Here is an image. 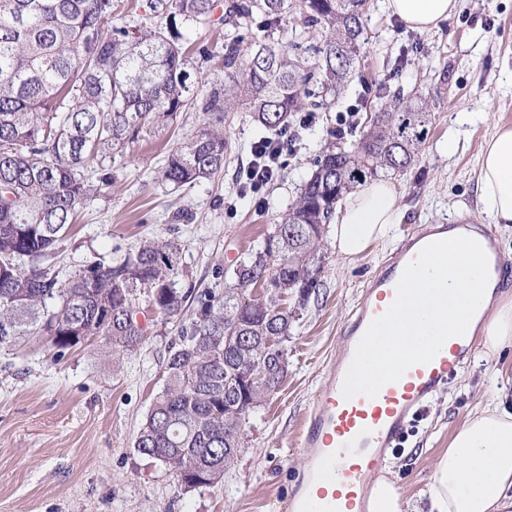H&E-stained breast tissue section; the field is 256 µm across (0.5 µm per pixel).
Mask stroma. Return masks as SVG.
I'll use <instances>...</instances> for the list:
<instances>
[{"instance_id": "35a3bbf8", "label": "stroma", "mask_w": 512, "mask_h": 512, "mask_svg": "<svg viewBox=\"0 0 512 512\" xmlns=\"http://www.w3.org/2000/svg\"><path fill=\"white\" fill-rule=\"evenodd\" d=\"M361 59L343 96L313 111L303 139L282 158L278 176L259 194L238 195L250 146L260 135L244 113L224 123L229 143L223 172L173 188L159 172L168 151L193 134L211 93L224 89V25L219 16L184 27L187 84L194 102L177 125L112 153L106 193L79 209L56 262L71 273L98 257L117 258L147 237L181 246L178 287L223 288L216 263L232 264L259 245L278 223L313 170L338 119L358 108V120L377 112L375 87L387 83L431 103L428 134L410 168L388 173L402 211L389 239L347 261L324 244L319 286L306 302L289 295L295 323L287 342L288 376L277 394L243 426L244 447L223 482L181 493L159 460L135 447L152 399L164 384L167 345L175 329L141 315L146 341L134 354L113 357L91 339L54 358L28 337L0 346V512H289L288 500L304 460L297 437L342 353L351 311L407 233L422 224L486 223L475 192L478 157L497 124L512 125V0H458L440 27L406 28L371 0ZM455 140L449 155L442 147ZM512 410V345L494 356L477 347L391 452L387 478L403 492L404 512H427L436 456L465 415L492 390Z\"/></svg>"}]
</instances>
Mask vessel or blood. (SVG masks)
Listing matches in <instances>:
<instances>
[{
	"label": "vessel or blood",
	"mask_w": 512,
	"mask_h": 512,
	"mask_svg": "<svg viewBox=\"0 0 512 512\" xmlns=\"http://www.w3.org/2000/svg\"><path fill=\"white\" fill-rule=\"evenodd\" d=\"M451 230L448 224H430L410 233L353 310L342 354L301 429L304 466L290 512H370L366 489L386 471L387 450L398 445L413 413L426 410L473 352L474 341L451 336L385 375L373 377L364 368L366 350L379 342L378 326L403 317L400 283L418 253L432 250Z\"/></svg>",
	"instance_id": "obj_1"
}]
</instances>
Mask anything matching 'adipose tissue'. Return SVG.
Wrapping results in <instances>:
<instances>
[{"label":"adipose tissue","instance_id":"obj_1","mask_svg":"<svg viewBox=\"0 0 512 512\" xmlns=\"http://www.w3.org/2000/svg\"><path fill=\"white\" fill-rule=\"evenodd\" d=\"M458 0H387V8L409 29L425 31L448 22ZM477 201L494 224H512V127H497L480 149ZM400 218L399 191L387 180L365 182L340 204L331 228L332 245L349 260L388 239ZM410 299L402 322L385 324L380 335L386 357L370 358L384 371L411 358L420 337L433 340L483 331L488 354L512 343V306L499 304L479 253L465 242L419 255L406 279ZM465 300L470 315L458 312ZM429 512H512V413L493 394L453 432L433 463Z\"/></svg>","mask_w":512,"mask_h":512}]
</instances>
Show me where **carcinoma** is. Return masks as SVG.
I'll use <instances>...</instances> for the list:
<instances>
[{
    "instance_id": "1",
    "label": "carcinoma",
    "mask_w": 512,
    "mask_h": 512,
    "mask_svg": "<svg viewBox=\"0 0 512 512\" xmlns=\"http://www.w3.org/2000/svg\"><path fill=\"white\" fill-rule=\"evenodd\" d=\"M146 25H112L113 0H0V345L46 340L62 357L101 338L115 356L146 340L140 297L177 336L166 381L135 448L172 471L184 493L224 479L241 451L250 413L277 393L288 369L295 315L288 292L305 301L321 269V241L340 198L381 172L415 161L428 134L427 98L397 92L349 143L326 142L296 198L258 246L234 265H217L224 289L181 292L180 245L151 238L113 260L101 257L64 276L54 263L77 210L112 186L91 181L113 148L171 125L190 108L180 28L211 19L214 0H136ZM370 0H224V93L203 107L197 131L173 148L161 179L191 185L224 169V119L245 110L267 133L318 107L311 88L338 98L358 61ZM302 30L244 54L256 20L273 35L288 13ZM317 30L316 57L302 51ZM280 256L268 258L265 243ZM277 287L267 288L269 272ZM265 370L250 380L255 369Z\"/></svg>"
}]
</instances>
